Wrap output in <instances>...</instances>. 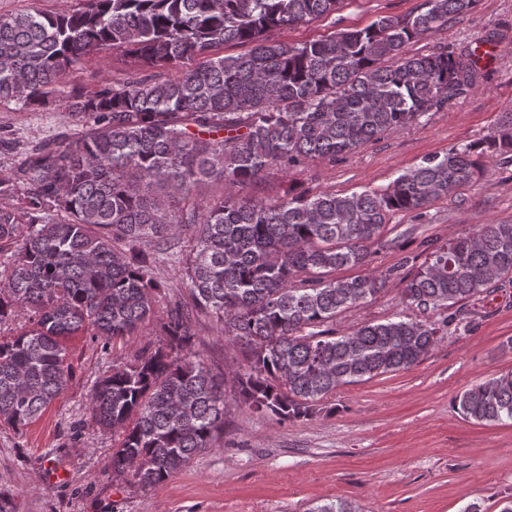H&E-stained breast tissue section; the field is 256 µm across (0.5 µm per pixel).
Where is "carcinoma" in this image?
<instances>
[{"label": "carcinoma", "instance_id": "cac0c4a2", "mask_svg": "<svg viewBox=\"0 0 512 512\" xmlns=\"http://www.w3.org/2000/svg\"><path fill=\"white\" fill-rule=\"evenodd\" d=\"M343 0H82L72 11L0 14V102L55 101L86 56L117 51L151 75L101 79L67 96L88 129L25 153L0 170V325L16 310L28 326L0 338V424L20 430L73 377L64 339L88 331L103 345L137 335L171 285L154 273L171 255L190 304L156 318L160 339L112 365L89 408L112 432V475L155 488L213 446L224 431L225 381L192 349L189 309L211 317L247 349L230 379L234 401L280 424L307 420L336 389L420 363L474 321L468 303L512 283V224H483L441 243L424 260L405 255L369 268L397 213L426 216L474 185L490 165L512 164V112L480 141L453 146L381 189L276 198L241 194L268 171L287 176L334 161L438 112L476 87L479 55L405 47L478 0H423L405 16L288 44L283 29L336 12ZM227 43L251 45L225 55ZM176 71L170 78L163 72ZM226 191L199 195L209 180ZM195 225L191 241L180 227ZM366 268L348 278L341 268ZM400 304L419 311L350 333L343 311L376 300L390 279ZM478 424L512 423V371L461 394ZM307 512H359L338 498Z\"/></svg>", "mask_w": 512, "mask_h": 512}]
</instances>
